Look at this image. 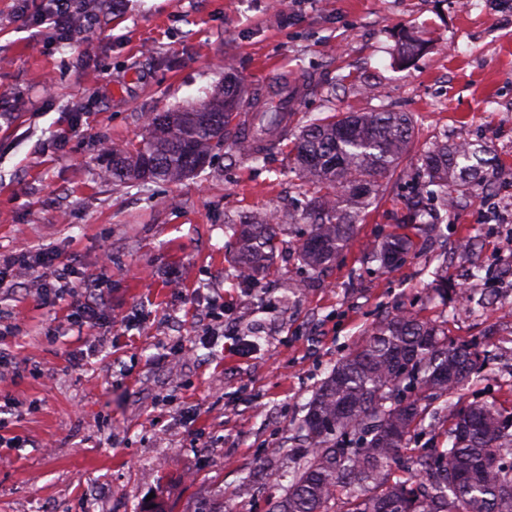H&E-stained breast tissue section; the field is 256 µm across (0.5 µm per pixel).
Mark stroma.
Instances as JSON below:
<instances>
[{
	"label": "stroma",
	"mask_w": 512,
	"mask_h": 512,
	"mask_svg": "<svg viewBox=\"0 0 512 512\" xmlns=\"http://www.w3.org/2000/svg\"><path fill=\"white\" fill-rule=\"evenodd\" d=\"M86 0L87 40L59 43L35 25L47 0H0V255L52 248L102 283L104 321L70 325L64 300H44L36 272L0 288V369L15 398L0 447V512H192L223 493L238 512H268L280 493L255 468L294 466L297 427L318 384L398 308L482 343L484 365L456 396L512 411V0ZM426 50L397 58L402 34ZM232 72L245 103L278 83L309 84L298 123L332 112L408 113L413 145L327 268L297 262L310 226L296 212L308 187L280 151L264 161L215 150L178 183L114 188L102 145L126 149L146 114L206 99ZM488 147L498 176L442 212L439 241L416 240L381 267L373 246L413 234L403 221L424 149ZM283 217V249L258 284L236 279L225 224ZM447 256V289L431 288ZM480 268L489 302L463 310ZM254 341L252 350L240 339Z\"/></svg>",
	"instance_id": "1"
}]
</instances>
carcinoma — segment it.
Wrapping results in <instances>:
<instances>
[{
	"label": "carcinoma",
	"mask_w": 512,
	"mask_h": 512,
	"mask_svg": "<svg viewBox=\"0 0 512 512\" xmlns=\"http://www.w3.org/2000/svg\"><path fill=\"white\" fill-rule=\"evenodd\" d=\"M425 48L421 37L404 35L401 62ZM240 100L229 82L199 104L147 115L148 136L134 150L112 149L106 168L112 184L176 182L204 170L212 151L224 146ZM281 109L279 99L258 103L252 140L238 139L234 147L258 162L265 151L252 150V141H288V167L313 190L303 210L310 231L295 253L322 269L350 243L365 209L396 172L412 142V122L388 110L332 113L309 121L290 141L279 131ZM495 166L481 146L440 142L424 154L418 178L446 210L462 196L478 197L486 187L483 172ZM422 214L409 209L405 223L438 237V222H423ZM227 229L236 275L258 281L282 244L280 217L245 215ZM412 247L394 237L374 249V258L390 267ZM479 359L472 344L449 341L441 325L404 311L383 316L313 392L299 425L297 466L269 512H512V412L474 400L448 414L446 426L435 418V402L464 390ZM424 434L447 446L411 447ZM193 512L237 510L218 493Z\"/></svg>",
	"instance_id": "cac0c4a2"
}]
</instances>
